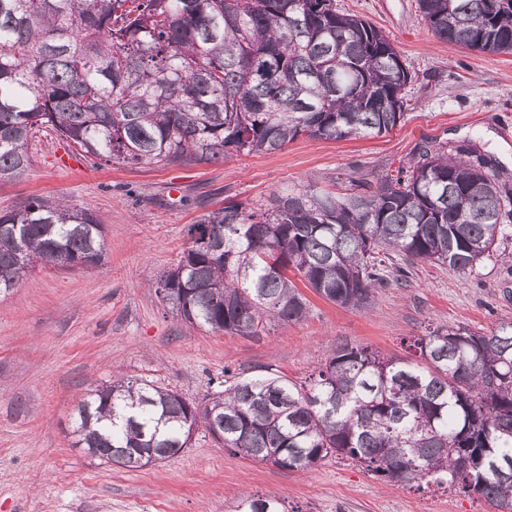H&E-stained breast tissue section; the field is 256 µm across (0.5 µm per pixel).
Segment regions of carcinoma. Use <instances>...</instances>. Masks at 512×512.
<instances>
[{"label":"carcinoma","mask_w":512,"mask_h":512,"mask_svg":"<svg viewBox=\"0 0 512 512\" xmlns=\"http://www.w3.org/2000/svg\"><path fill=\"white\" fill-rule=\"evenodd\" d=\"M417 8L443 41L512 54V0ZM410 79L382 32L336 0H0V181L28 168L44 130L126 165L269 153L302 135L380 137L403 121ZM511 198L491 159L425 145L341 196L308 186L260 212L224 205L189 225L190 246L154 287L181 321L243 336L309 314L290 270L324 300L365 309L408 265L465 271L490 257ZM103 255V224L68 200L0 213V291L36 262L89 268ZM413 348L402 359L340 345L308 385L240 379L202 407L115 377L79 404L74 434L137 469L180 453L202 426L280 469L346 456L384 483L458 488L512 512V322L439 327ZM280 506L243 496L236 512Z\"/></svg>","instance_id":"obj_1"}]
</instances>
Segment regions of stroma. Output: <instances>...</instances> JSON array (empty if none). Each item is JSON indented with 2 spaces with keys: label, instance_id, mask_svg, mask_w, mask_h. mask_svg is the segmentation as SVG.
I'll return each mask as SVG.
<instances>
[{
  "label": "stroma",
  "instance_id": "35a3bbf8",
  "mask_svg": "<svg viewBox=\"0 0 512 512\" xmlns=\"http://www.w3.org/2000/svg\"><path fill=\"white\" fill-rule=\"evenodd\" d=\"M336 2L381 29L414 75L405 117L390 133L302 136L273 153L128 166L73 153L43 131L28 146L26 171L0 182V212L63 197L92 211L105 239L99 266L39 262L0 293V512H234L243 493L279 496L285 512H494L459 491L383 484L336 455L282 470L225 448L202 427L178 455L136 470L75 446L77 403L116 375L200 404L225 382L266 372L308 382L340 345L406 357L414 337L434 328L487 333L512 321V223L473 269L416 263L406 279L376 289L364 310L312 293L304 321L273 320L256 336L185 324L152 288L188 247V226L225 203L256 207L304 186L342 195L427 142L476 147L512 190V54L439 40L416 0Z\"/></svg>",
  "mask_w": 512,
  "mask_h": 512
}]
</instances>
